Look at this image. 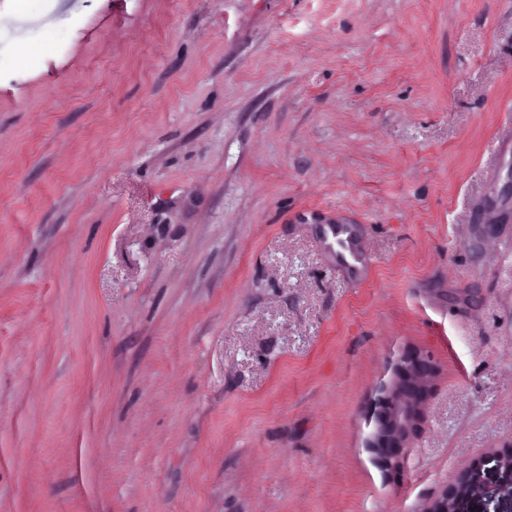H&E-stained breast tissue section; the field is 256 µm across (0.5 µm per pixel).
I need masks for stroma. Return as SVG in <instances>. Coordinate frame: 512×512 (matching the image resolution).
<instances>
[{
    "instance_id": "obj_1",
    "label": "stroma",
    "mask_w": 512,
    "mask_h": 512,
    "mask_svg": "<svg viewBox=\"0 0 512 512\" xmlns=\"http://www.w3.org/2000/svg\"><path fill=\"white\" fill-rule=\"evenodd\" d=\"M29 29L0 512H425L512 448V0H37ZM414 349L393 476L368 414Z\"/></svg>"
}]
</instances>
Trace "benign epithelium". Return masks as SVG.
I'll return each instance as SVG.
<instances>
[{"label": "benign epithelium", "instance_id": "benign-epithelium-1", "mask_svg": "<svg viewBox=\"0 0 512 512\" xmlns=\"http://www.w3.org/2000/svg\"><path fill=\"white\" fill-rule=\"evenodd\" d=\"M435 371L431 357L422 352L405 353L396 363L389 382L382 385V395L370 410L374 431L369 445L375 448L387 469L403 468L408 440L420 414L426 388L424 381ZM496 475L490 488L484 471ZM512 483V449L487 457L474 464L452 487L444 490L427 512H462L461 503L470 497L495 498L506 493Z\"/></svg>", "mask_w": 512, "mask_h": 512}]
</instances>
